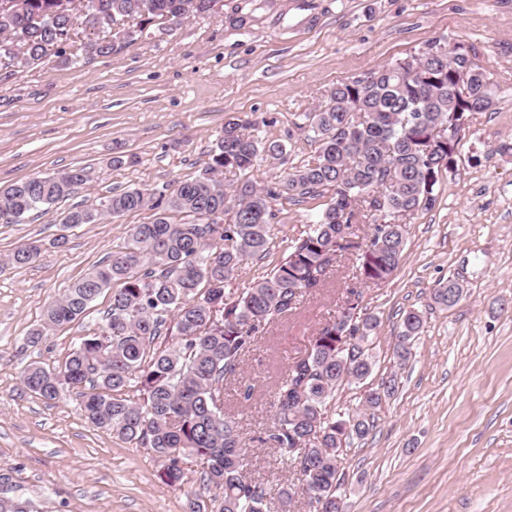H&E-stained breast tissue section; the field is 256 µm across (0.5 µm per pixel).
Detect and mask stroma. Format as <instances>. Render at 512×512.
<instances>
[{
	"label": "stroma",
	"instance_id": "1",
	"mask_svg": "<svg viewBox=\"0 0 512 512\" xmlns=\"http://www.w3.org/2000/svg\"><path fill=\"white\" fill-rule=\"evenodd\" d=\"M241 15L246 25H234ZM436 38L474 46L493 63L495 106L469 114L456 166L443 174L436 206L410 218L392 276L364 283L355 256H343L325 287L304 294L246 357L252 400L240 403L232 384L225 405L239 415L254 476L293 478L258 441L273 415L272 384L358 293L377 320L372 371L337 391L334 410L355 408L392 372L399 390L376 410L374 434L344 452L343 512H512V0H223L218 14L155 21L104 57L0 70V187L71 167L93 175L22 223L0 224V259L26 241L43 245L34 263L0 271V471L16 495L43 512H188L199 490L197 466L182 486H168L149 450L92 425L77 390L47 401L22 389L24 366L60 368L103 325L112 292L102 291L83 319L30 343L45 307L154 213L68 228L63 217L115 192L199 176L232 117L284 144L280 159L250 173L273 183L316 151L301 125L329 86ZM117 150L135 163L111 166ZM324 204L279 199L270 257L242 265L227 292L270 271ZM59 236L65 245L52 247ZM451 276L464 281L462 300L433 306ZM413 309L424 327L401 366L393 343Z\"/></svg>",
	"mask_w": 512,
	"mask_h": 512
}]
</instances>
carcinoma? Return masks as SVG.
<instances>
[{
    "mask_svg": "<svg viewBox=\"0 0 512 512\" xmlns=\"http://www.w3.org/2000/svg\"><path fill=\"white\" fill-rule=\"evenodd\" d=\"M221 0H0V69L38 66L55 56L67 63L79 56H106L161 18L181 24L196 15L217 13ZM123 25V36L104 34ZM88 33L78 37V29ZM426 42L415 52L424 62L411 71L406 59L373 69L361 78L341 80L328 91L326 105L305 115L319 144L304 164L277 182L260 186L248 173L263 156L285 151L275 140L243 132L230 118L203 174L161 188L114 193L94 207L69 211L67 227L98 224L148 208L155 219L129 229L125 245L71 284L44 312L43 325L31 332L37 343L47 329L83 318L106 289L112 299L105 324L72 349L58 371L31 363L21 370L22 389L47 401L66 386L79 394L85 417L118 439L148 448L162 465L170 486L183 483L186 465L200 470V490L189 512H295L294 484L273 488L254 477L245 458L240 421L224 406V384L239 379L244 357L276 322L297 309L307 291L320 287L343 253L358 249L360 277L374 284L397 269L405 242L403 213L413 216L437 201L439 174L455 165L459 139L428 144L438 123L454 115L465 122L494 106L490 72L473 46L457 44L453 55H431ZM459 69L472 76L470 96L454 93ZM431 150H426L427 146ZM241 178L224 187L222 174ZM91 180L84 167L36 176L0 188V224L69 196ZM330 194L329 202L305 234L287 242L284 256L237 295L224 291L226 280L244 262L261 260L272 249L273 202H293ZM374 208L370 234L361 245L336 241L337 227L364 224ZM191 217L176 223L169 213ZM230 222H210V215ZM32 241L16 247L1 268L23 267L41 254ZM462 296L458 278L435 289L432 300L448 309ZM423 317L407 311L393 346L406 364ZM376 319L368 315L361 333L349 331L338 313L293 361L273 391L272 423L259 441L274 449L297 475L308 512H341L337 489L344 482L338 458L376 428L375 410L395 394L397 373L347 416L327 414L336 390L365 379L372 370L364 349ZM7 473L0 474V512H40L37 503L12 495Z\"/></svg>",
    "mask_w": 512,
    "mask_h": 512,
    "instance_id": "obj_1",
    "label": "carcinoma"
}]
</instances>
